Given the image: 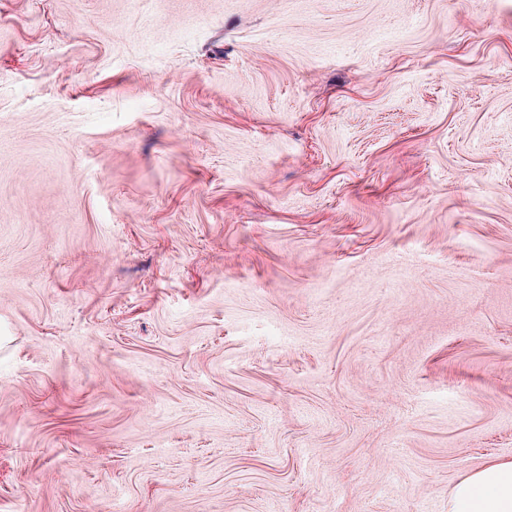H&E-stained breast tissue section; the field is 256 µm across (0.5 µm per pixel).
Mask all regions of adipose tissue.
Returning a JSON list of instances; mask_svg holds the SVG:
<instances>
[{
    "instance_id": "obj_1",
    "label": "adipose tissue",
    "mask_w": 512,
    "mask_h": 512,
    "mask_svg": "<svg viewBox=\"0 0 512 512\" xmlns=\"http://www.w3.org/2000/svg\"><path fill=\"white\" fill-rule=\"evenodd\" d=\"M448 512H512V461H492L458 482Z\"/></svg>"
}]
</instances>
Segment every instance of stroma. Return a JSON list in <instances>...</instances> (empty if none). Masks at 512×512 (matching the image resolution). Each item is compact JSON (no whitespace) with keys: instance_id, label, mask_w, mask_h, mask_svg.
Segmentation results:
<instances>
[{"instance_id":"35a3bbf8","label":"stroma","mask_w":512,"mask_h":512,"mask_svg":"<svg viewBox=\"0 0 512 512\" xmlns=\"http://www.w3.org/2000/svg\"><path fill=\"white\" fill-rule=\"evenodd\" d=\"M512 460V0H0V512H448Z\"/></svg>"}]
</instances>
